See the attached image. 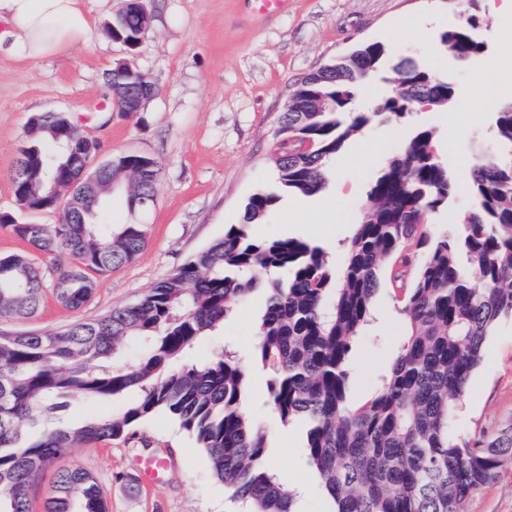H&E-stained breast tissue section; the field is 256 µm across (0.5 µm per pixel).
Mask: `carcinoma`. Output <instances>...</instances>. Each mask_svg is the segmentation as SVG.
<instances>
[{
    "mask_svg": "<svg viewBox=\"0 0 512 512\" xmlns=\"http://www.w3.org/2000/svg\"><path fill=\"white\" fill-rule=\"evenodd\" d=\"M466 23L439 36L458 61L487 50L479 33L481 0H464ZM114 35L134 44L143 35L130 12ZM393 71L396 92L359 109L367 78ZM454 85L411 59L389 64L385 46L363 43L296 82L278 118L276 178L246 200L240 221L156 283L137 303L93 321L41 332L0 331V512H30L28 490L46 465L69 449L123 436L156 413L178 423L204 451L213 475L249 505V512H298L293 491L269 459L265 433L247 409L248 366L222 351L205 363L192 353L259 287L266 304L251 363L266 370L263 406L287 426L306 427L305 458L335 512H467L469 501L512 461V432L488 440L453 435L458 406L484 345L503 317H512V100L492 109L497 146L472 166V211L463 224L436 233L430 213L454 197L456 183L436 153L434 133L410 125L403 149L369 181L367 204L354 222L342 270L326 249L296 237L256 240L250 234L285 195L314 196L328 184L330 164L374 121L409 122L423 106H451ZM16 171L18 209H57L47 181L71 179L55 152L67 141L84 154L90 143L64 112L33 117ZM159 162L138 153L112 158V178L135 174L140 194H127L135 219L108 224L111 194L89 199L80 215L58 224H24L10 213L0 224L32 253L82 262L81 279L56 267L53 293L80 307L95 289L90 272L132 261L148 225L136 215L155 202ZM274 272L286 275L281 281ZM394 293L404 334L387 374L362 405L348 403L353 352L372 320L379 288ZM45 285L31 253L0 256V314L30 319ZM129 345L138 362L116 367ZM69 400L113 401L119 408L75 427L64 419L37 436L44 412ZM45 512H109L99 485L78 468L58 470Z\"/></svg>",
    "mask_w": 512,
    "mask_h": 512,
    "instance_id": "obj_1",
    "label": "carcinoma"
}]
</instances>
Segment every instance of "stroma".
<instances>
[{
  "instance_id": "stroma-1",
  "label": "stroma",
  "mask_w": 512,
  "mask_h": 512,
  "mask_svg": "<svg viewBox=\"0 0 512 512\" xmlns=\"http://www.w3.org/2000/svg\"><path fill=\"white\" fill-rule=\"evenodd\" d=\"M124 0H83L92 19L87 42L66 53L30 62L0 55V211L29 224H56L61 210H18L12 178L29 120L42 112H66L99 144V159L142 152L161 168L155 203L143 216L150 226L146 247L129 263L94 274L95 290L72 309L46 297L36 318H0L5 331L60 328L100 318L136 303L157 282L238 223L246 199L273 183L275 131L301 76L334 63L364 42L383 43L391 57H410L448 78L456 90L452 109L417 114L435 130L439 159L458 184L452 204L432 213L438 232L463 223L471 209V162L495 151L490 102L512 99V22L483 0L480 34L485 54L461 65L441 47V31L461 25L458 0H286L272 14L257 0H148L152 16L137 62L158 94L135 118L103 110L105 72L123 53L105 24ZM407 131L385 123L364 128L357 142L332 164L324 192L283 198L258 237L294 236L325 246L342 265L353 217L366 200L369 179L399 152ZM264 294L237 306L225 319L219 341L194 352L207 360L216 344L247 359ZM403 334L390 288L375 297V319L354 353L350 401L360 405L386 374ZM265 373L250 370V407L264 427L279 479L298 490L302 512H328L319 481L304 457V426L284 427L263 409ZM512 429V319L488 339L458 412L456 432L467 440L484 431ZM167 468L145 474L147 462ZM78 467L103 490L110 512H244L194 440L158 413L124 436L72 448L49 465L29 490L32 512H44L54 494L57 469ZM468 512H512V465L502 467L468 506Z\"/></svg>"
}]
</instances>
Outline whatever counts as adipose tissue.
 <instances>
[{
  "instance_id": "1",
  "label": "adipose tissue",
  "mask_w": 512,
  "mask_h": 512,
  "mask_svg": "<svg viewBox=\"0 0 512 512\" xmlns=\"http://www.w3.org/2000/svg\"><path fill=\"white\" fill-rule=\"evenodd\" d=\"M0 51L37 61L67 52L86 41L91 30L82 0H0Z\"/></svg>"
}]
</instances>
